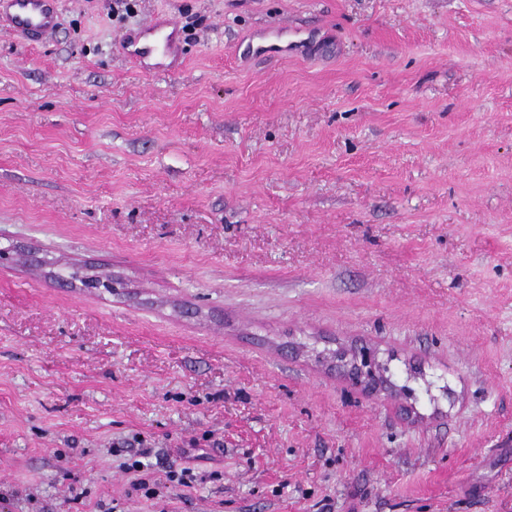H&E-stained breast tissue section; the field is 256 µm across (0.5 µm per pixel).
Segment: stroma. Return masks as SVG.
<instances>
[{
    "label": "stroma",
    "instance_id": "35a3bbf8",
    "mask_svg": "<svg viewBox=\"0 0 512 512\" xmlns=\"http://www.w3.org/2000/svg\"><path fill=\"white\" fill-rule=\"evenodd\" d=\"M113 3L0 22V512H512V0ZM166 26L171 29L169 33L164 35L163 39V60L158 62L154 67V70L158 71H168L176 67V63L179 60L178 51H177V34H178V25L176 21L169 19L167 21ZM170 58H173L172 62L167 63L166 61ZM345 367L344 375L351 388L376 383L374 356L369 351L363 350L354 355L352 361Z\"/></svg>",
    "mask_w": 512,
    "mask_h": 512
}]
</instances>
